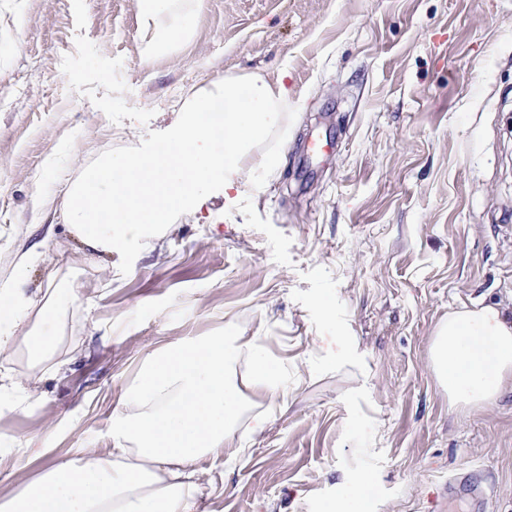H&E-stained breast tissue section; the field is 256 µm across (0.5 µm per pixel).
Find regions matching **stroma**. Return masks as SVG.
Wrapping results in <instances>:
<instances>
[{"mask_svg":"<svg viewBox=\"0 0 512 512\" xmlns=\"http://www.w3.org/2000/svg\"><path fill=\"white\" fill-rule=\"evenodd\" d=\"M137 0H0V287L68 308V364L0 394V498L51 461L110 453L144 359L260 339L268 391L205 456L198 512H325L364 478L373 512H512V390L449 408L428 360L449 312L512 303V0H201L148 57ZM285 80L279 163L90 256L59 206L83 169L162 144L191 94ZM41 448L28 447L30 438Z\"/></svg>","mask_w":512,"mask_h":512,"instance_id":"stroma-1","label":"stroma"}]
</instances>
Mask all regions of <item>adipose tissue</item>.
<instances>
[{
	"label": "adipose tissue",
	"mask_w": 512,
	"mask_h": 512,
	"mask_svg": "<svg viewBox=\"0 0 512 512\" xmlns=\"http://www.w3.org/2000/svg\"><path fill=\"white\" fill-rule=\"evenodd\" d=\"M183 0H138L149 31L147 55H168L186 41L196 12ZM283 81L259 75L225 80L187 98L167 140L145 155H114L84 170L69 189L62 217L94 254L132 245L202 200L206 182L236 188L241 164L276 166L254 146L288 110ZM38 252H26L15 286L0 289V354L24 349L33 370L57 358L63 315L76 301L54 289L37 297L20 288ZM250 358L255 385L275 387L277 369L258 341L205 336L148 357L126 397L135 414L112 421L113 450L80 449L0 499V512H195L202 493L197 460L223 454L245 400L233 376L241 355ZM429 364L451 407L484 409L512 385V314L497 304L449 313L436 327Z\"/></svg>",
	"instance_id": "obj_1"
}]
</instances>
